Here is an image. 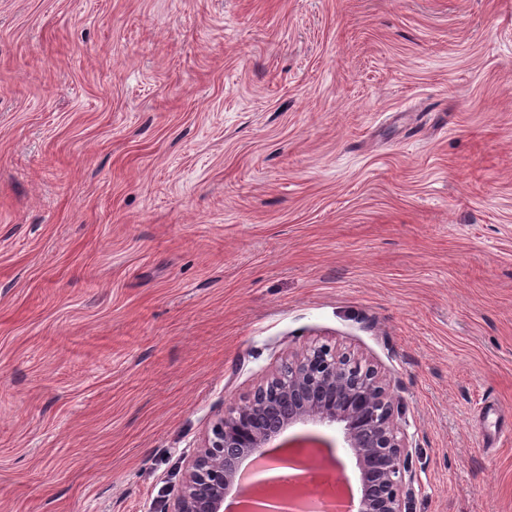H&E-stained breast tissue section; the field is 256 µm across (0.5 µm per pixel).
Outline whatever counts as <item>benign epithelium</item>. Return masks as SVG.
<instances>
[{
	"instance_id": "1",
	"label": "benign epithelium",
	"mask_w": 512,
	"mask_h": 512,
	"mask_svg": "<svg viewBox=\"0 0 512 512\" xmlns=\"http://www.w3.org/2000/svg\"><path fill=\"white\" fill-rule=\"evenodd\" d=\"M403 409L390 385L372 366L327 345L314 346L289 361L214 422L203 448L192 460L186 481L170 512H224V499L241 462L289 427L315 423L342 433L359 473L360 496L346 497L349 481L338 478L329 495L347 512H407L412 474L410 444L402 428ZM254 500L284 498L293 512L305 494L298 482L266 478Z\"/></svg>"
}]
</instances>
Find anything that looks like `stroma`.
Instances as JSON below:
<instances>
[{
    "label": "stroma",
    "instance_id": "35a3bbf8",
    "mask_svg": "<svg viewBox=\"0 0 512 512\" xmlns=\"http://www.w3.org/2000/svg\"><path fill=\"white\" fill-rule=\"evenodd\" d=\"M322 344L512 512V0H0V512H166Z\"/></svg>",
    "mask_w": 512,
    "mask_h": 512
}]
</instances>
